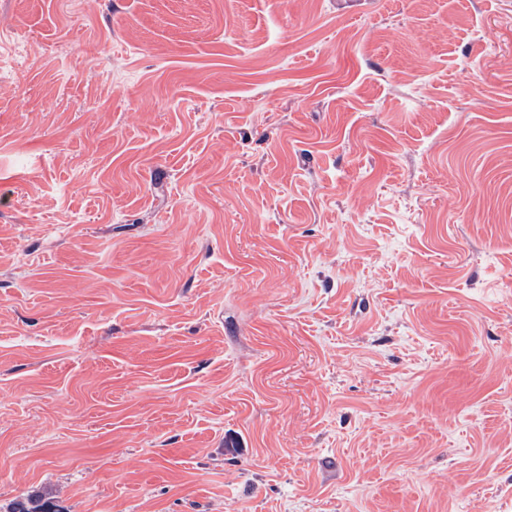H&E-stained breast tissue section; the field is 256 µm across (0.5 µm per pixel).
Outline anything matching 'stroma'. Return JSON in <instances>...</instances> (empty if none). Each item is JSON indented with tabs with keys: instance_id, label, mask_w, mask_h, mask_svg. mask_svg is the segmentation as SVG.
I'll return each mask as SVG.
<instances>
[{
	"instance_id": "35a3bbf8",
	"label": "stroma",
	"mask_w": 512,
	"mask_h": 512,
	"mask_svg": "<svg viewBox=\"0 0 512 512\" xmlns=\"http://www.w3.org/2000/svg\"><path fill=\"white\" fill-rule=\"evenodd\" d=\"M512 512V0H0V507Z\"/></svg>"
}]
</instances>
